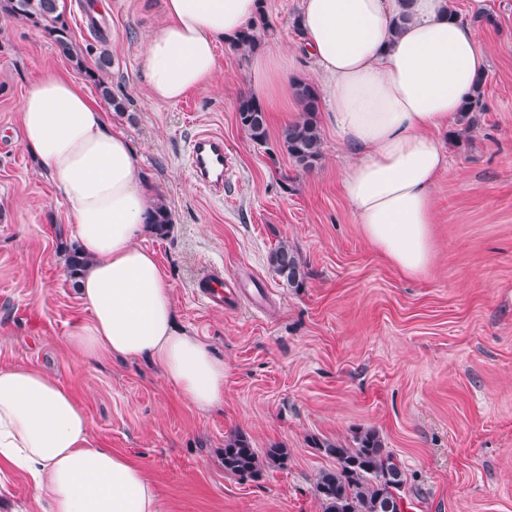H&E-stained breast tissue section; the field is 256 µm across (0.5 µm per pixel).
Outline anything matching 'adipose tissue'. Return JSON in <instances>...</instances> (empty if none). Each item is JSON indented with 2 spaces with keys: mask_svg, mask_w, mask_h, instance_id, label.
<instances>
[{
  "mask_svg": "<svg viewBox=\"0 0 512 512\" xmlns=\"http://www.w3.org/2000/svg\"><path fill=\"white\" fill-rule=\"evenodd\" d=\"M145 37L142 75L153 100L175 103L210 83L216 49L258 14L257 0H164ZM302 49L255 55L268 100L289 94L299 56L318 75L321 121L346 156L342 193L363 235L403 273L433 260L434 188L448 167L440 138L486 67L474 29L449 0H301ZM24 144L65 202L88 263L78 296L87 323L73 353L153 363L198 411L224 403V361L176 324L167 277L141 246L155 200L130 139L73 78L48 70L21 99ZM0 460L31 478L46 512H161L145 469L97 447L91 424L59 381L0 369Z\"/></svg>",
  "mask_w": 512,
  "mask_h": 512,
  "instance_id": "1",
  "label": "adipose tissue"
}]
</instances>
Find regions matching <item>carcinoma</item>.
Listing matches in <instances>:
<instances>
[{"mask_svg":"<svg viewBox=\"0 0 512 512\" xmlns=\"http://www.w3.org/2000/svg\"><path fill=\"white\" fill-rule=\"evenodd\" d=\"M0 12L43 27L60 53L72 59L78 57L67 25L58 12V0H0ZM259 45L258 25L254 23L240 32L234 48L246 54ZM111 64L107 50H100L97 68L88 71V77L100 89L101 95L111 101L113 110L121 112L124 103L112 94V88L102 78ZM483 84L484 77L481 76L470 98L461 107L459 128L454 133L457 139L468 136L476 124L477 113L483 111ZM292 94L301 107V115L281 129L280 142L297 166L308 170L315 167L323 155V140L316 120L319 93L314 84L295 78ZM237 112L239 122L250 138L257 144L265 143L267 119L261 103L253 96H244L239 99ZM151 224L160 234L167 233L170 215L161 201L153 208ZM268 264L288 287L296 290L305 287L307 267L298 250L288 241H280L271 249ZM66 266L70 278L74 279L85 268L86 259L75 248L67 256ZM321 447L336 460V467L321 472L316 482L323 512H397L396 505L403 501L410 489V480L378 433L363 431L348 446L325 440ZM286 460V449L268 448L261 456L241 435L224 443V471L241 478H257L263 468H280Z\"/></svg>","mask_w":512,"mask_h":512,"instance_id":"carcinoma-1","label":"carcinoma"}]
</instances>
